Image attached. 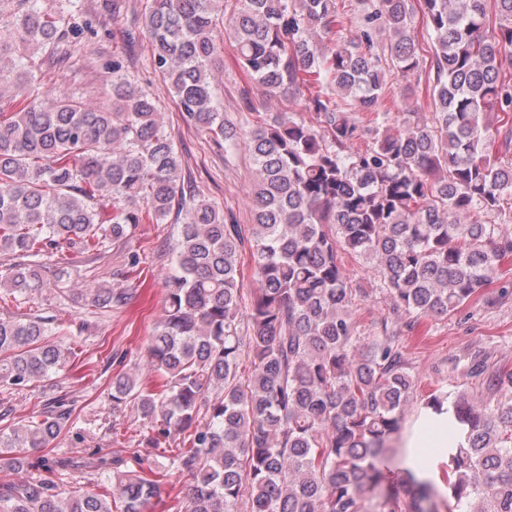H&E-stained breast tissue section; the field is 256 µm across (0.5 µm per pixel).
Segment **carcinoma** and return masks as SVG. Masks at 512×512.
<instances>
[{"instance_id":"cac0c4a2","label":"carcinoma","mask_w":512,"mask_h":512,"mask_svg":"<svg viewBox=\"0 0 512 512\" xmlns=\"http://www.w3.org/2000/svg\"><path fill=\"white\" fill-rule=\"evenodd\" d=\"M0 31V300H31L47 282L42 258L63 246L97 249L145 220L184 213L164 314L148 340L154 390L139 377L112 380V409L134 403L160 445L161 468L191 483L177 512H512V368L476 358L485 398L442 387L420 407L448 414V495L411 461L391 478L386 448L414 399L410 332L456 314L500 279L512 235L477 216L512 214V0H357L359 34L347 36L336 0H151L145 27L153 67L179 112L228 151L243 146L256 171L250 228L181 183L180 161L154 97L112 61V108L88 110L64 89L49 103L28 92L33 70L13 54L55 53L59 20L23 0ZM226 25L239 68L266 93L309 91L303 110L238 136L212 89ZM429 36L422 47L413 19ZM392 69L415 74L428 51V120L380 110L385 82L379 38ZM352 112L375 115L373 145ZM259 288L242 308L241 258ZM363 261L392 315L361 329L364 295L339 255ZM127 288L94 289L96 307L126 303ZM48 318L0 316V382L16 390L67 367L72 351L51 340ZM252 369L240 371L243 356ZM72 409L62 398L42 418L0 435V460L46 448ZM114 472L112 494L58 491L54 469L0 488V512H149L156 460L135 450Z\"/></svg>"}]
</instances>
